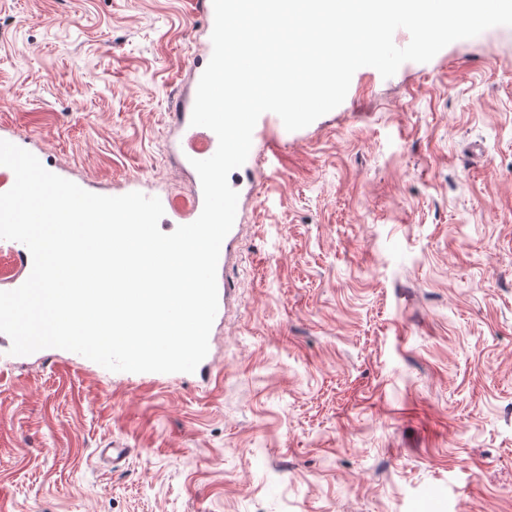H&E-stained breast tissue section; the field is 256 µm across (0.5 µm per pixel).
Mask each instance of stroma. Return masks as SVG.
<instances>
[{
    "mask_svg": "<svg viewBox=\"0 0 512 512\" xmlns=\"http://www.w3.org/2000/svg\"><path fill=\"white\" fill-rule=\"evenodd\" d=\"M202 29L193 0H0V125L92 192L184 199ZM268 136L206 376L0 341V512H512V27Z\"/></svg>",
    "mask_w": 512,
    "mask_h": 512,
    "instance_id": "stroma-1",
    "label": "stroma"
}]
</instances>
